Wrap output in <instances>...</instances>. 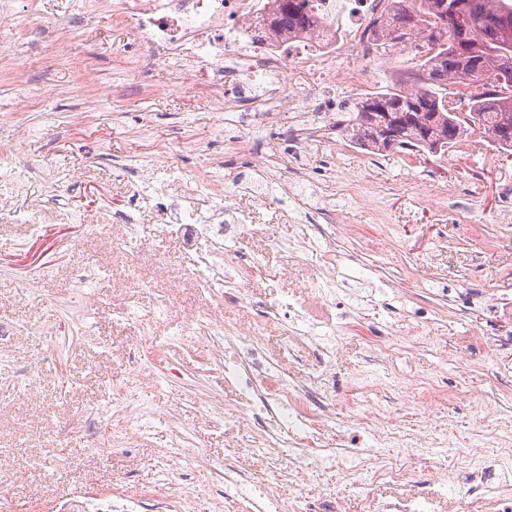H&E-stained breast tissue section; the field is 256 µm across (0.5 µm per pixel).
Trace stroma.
<instances>
[{
    "mask_svg": "<svg viewBox=\"0 0 512 512\" xmlns=\"http://www.w3.org/2000/svg\"><path fill=\"white\" fill-rule=\"evenodd\" d=\"M107 0H0L1 12L21 14L7 46L0 47V124L20 125L0 167L27 165L24 196H8L26 211L32 200L55 195L58 208L95 209L130 196L124 168H142L166 152L182 172L167 198L208 161L220 165L224 202L254 210L251 232L239 245L260 254L265 243L291 236L294 223L318 224L335 215L343 231L338 251L375 268L394 288L374 293L352 281L341 300L370 302L342 319L341 352L329 399L367 395L384 408L398 434L450 437L446 448H424L414 459L409 492L434 489L439 467L455 476L442 512H465L472 477L463 457L483 442L512 446V336L505 306L512 303V155L472 134L437 154L398 150L373 154L344 131L329 141L308 134L305 143L264 131L304 169L308 209L287 221L290 198H254L282 181L287 167L269 168L258 181L243 148L250 132L237 114L218 110L209 91L182 94L171 86L176 64L151 63L145 75L129 66L141 45L116 25ZM92 21L102 32L69 42L62 24ZM416 52L395 47L363 63L364 78L326 90L329 111L320 125L348 121L357 102L385 91L414 64ZM145 250L113 251L92 226L29 242L25 224L0 223V490L14 512H150L166 501L181 512H244L252 483H266L284 512L296 503L311 512H336L337 491L351 484L344 468L306 471L289 478L287 458L254 455L269 414L240 413L235 388L224 381V355L210 337L173 343L171 324L201 312L241 332L262 328L276 373L313 375L315 359L288 350L285 334L262 327L264 291L244 286L241 302L208 301L184 270L185 243L166 224H144ZM44 273L30 279L32 267ZM97 271L90 294L75 280ZM134 289H127L126 280ZM134 296L137 312L116 309ZM161 315L146 328L144 314ZM397 344L395 357L379 355L376 341ZM153 411L149 429L126 440L122 427L142 403ZM224 427H211V420ZM388 451L365 462V486L351 493L346 512H372L388 493L379 480Z\"/></svg>",
    "mask_w": 512,
    "mask_h": 512,
    "instance_id": "obj_1",
    "label": "stroma"
}]
</instances>
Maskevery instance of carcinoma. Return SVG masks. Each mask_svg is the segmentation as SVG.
<instances>
[{
    "label": "carcinoma",
    "mask_w": 512,
    "mask_h": 512,
    "mask_svg": "<svg viewBox=\"0 0 512 512\" xmlns=\"http://www.w3.org/2000/svg\"><path fill=\"white\" fill-rule=\"evenodd\" d=\"M393 0L378 29L381 48L396 36L421 39L418 73L399 75L401 87L376 93L356 106L344 126L350 140L376 154L398 148L435 153L479 132L498 150L512 151V91L498 90L499 76L512 75V4L506 0ZM308 38L323 26L312 0H278L275 17L262 19ZM459 90L448 98V86Z\"/></svg>",
    "instance_id": "1"
}]
</instances>
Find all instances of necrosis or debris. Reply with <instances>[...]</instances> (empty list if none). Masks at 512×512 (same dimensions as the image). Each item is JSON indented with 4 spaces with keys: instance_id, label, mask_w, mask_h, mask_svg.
<instances>
[{
    "instance_id": "1",
    "label": "necrosis or debris",
    "mask_w": 512,
    "mask_h": 512,
    "mask_svg": "<svg viewBox=\"0 0 512 512\" xmlns=\"http://www.w3.org/2000/svg\"><path fill=\"white\" fill-rule=\"evenodd\" d=\"M355 2L365 21L349 42L338 41L334 34L336 0H315L328 34L308 40L256 31L255 20L270 12L271 0H146L138 12L119 11L115 18L156 59L179 55L189 62V70L177 76L179 90L210 87L219 109L244 115L254 127L270 125L288 131L298 140L307 128V117L327 110L319 88L338 80L354 85L363 77L362 70L352 66L337 69V57L371 56L376 52L373 30L377 18L390 10L391 0ZM292 64L301 83L314 89L308 98H298L280 80ZM175 172L169 163L139 171L130 186L138 202L134 209H114L105 204L92 215L63 213L62 220L103 228L119 225L123 235L112 245L129 250L139 247V226L157 217L166 218L176 231L194 227L196 242L188 248L184 263L195 287L213 296L218 289L245 285L255 265L241 259L237 241L240 230L253 220L250 211L237 209L232 217H225L223 195L214 190L203 192L206 174L202 171L192 177L194 190L162 206L159 183ZM337 273L334 267L313 271L302 290L275 287L264 301L266 324L287 322L296 346L316 352L326 368L332 366L340 343L335 326L314 313L310 303L335 304ZM224 380L236 386L242 406L256 402L261 409L275 413L277 425L270 430L264 447L270 452L287 450L292 469L332 466L343 460L357 473L365 462L364 449L385 441L384 419L350 399L345 407L354 432L348 435L343 454L313 455V448L321 444L317 421L335 417L336 404L317 401L306 382L273 376L264 364L260 334L236 337L225 346ZM425 445V439H416L403 454L387 458L381 475L387 479L391 494L380 501V512H438L439 496L421 499L405 491L414 452Z\"/></svg>"
}]
</instances>
